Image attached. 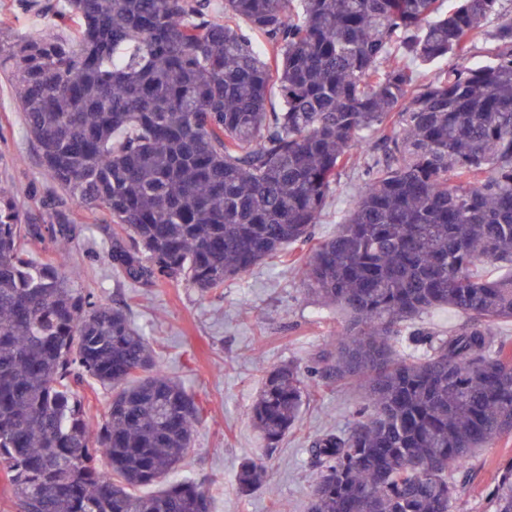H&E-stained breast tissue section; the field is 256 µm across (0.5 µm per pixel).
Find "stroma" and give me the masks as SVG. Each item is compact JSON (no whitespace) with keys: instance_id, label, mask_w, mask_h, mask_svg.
<instances>
[{"instance_id":"35a3bbf8","label":"stroma","mask_w":512,"mask_h":512,"mask_svg":"<svg viewBox=\"0 0 512 512\" xmlns=\"http://www.w3.org/2000/svg\"><path fill=\"white\" fill-rule=\"evenodd\" d=\"M50 0H0V33L28 38L52 27ZM361 171H345L315 228L316 239L335 235L350 208ZM11 186L31 223L49 225L42 196L57 187L44 171L26 132L9 72L0 70V184ZM65 215L78 231L71 265L78 283L94 298L124 306L131 321L154 344L168 371L194 394L204 409L185 463L173 480L201 484L211 512H306L310 493V438L327 427L345 428L364 405L353 383L316 379L315 394L304 405L299 425L277 448L265 449L250 420L264 372L294 363L317 366L332 347L341 316L303 292L295 270L273 258L225 283L204 298L182 283L137 288L112 270L108 252L112 227L95 223L80 206L67 203ZM247 458L267 467L274 494L243 496L235 475ZM512 463V437L475 451L454 474V512H494L491 492L503 468Z\"/></svg>"}]
</instances>
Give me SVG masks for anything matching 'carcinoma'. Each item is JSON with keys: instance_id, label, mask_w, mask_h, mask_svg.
<instances>
[{"instance_id": "obj_1", "label": "carcinoma", "mask_w": 512, "mask_h": 512, "mask_svg": "<svg viewBox=\"0 0 512 512\" xmlns=\"http://www.w3.org/2000/svg\"><path fill=\"white\" fill-rule=\"evenodd\" d=\"M67 34L0 35L27 133L63 195L112 224V269L137 288L215 294L311 246L308 296L345 320L324 366L267 371L251 420L274 448L312 378L356 382L365 407L311 443L308 512H453L478 448L512 436V18L490 60L416 84L464 54L502 0H56ZM277 87L278 112L267 111ZM363 185L332 238L314 229L343 168ZM56 240L33 262L25 240ZM76 228L31 224L0 187V471L16 512H210L185 461L203 407L127 311L67 263ZM448 308L440 333L404 331ZM111 392L94 425L86 383ZM106 459L108 468L99 467ZM145 485L159 489L138 494ZM249 496L267 471L245 461ZM512 512V463L494 488ZM465 319L462 315L448 311V309H437L424 316L422 323L424 326L438 331H448V329L462 323Z\"/></svg>"}]
</instances>
